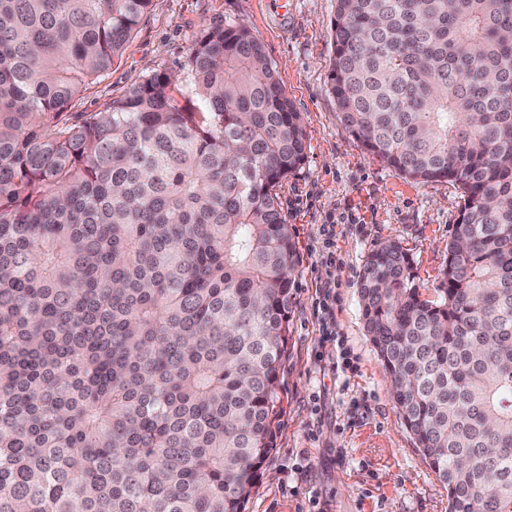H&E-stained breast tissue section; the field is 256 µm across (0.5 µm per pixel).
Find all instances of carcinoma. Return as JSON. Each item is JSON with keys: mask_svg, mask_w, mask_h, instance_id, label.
<instances>
[{"mask_svg": "<svg viewBox=\"0 0 512 512\" xmlns=\"http://www.w3.org/2000/svg\"><path fill=\"white\" fill-rule=\"evenodd\" d=\"M152 0H0V512H245L274 448L308 140L261 42L98 112ZM329 92L394 173L462 191L441 288L371 250L362 315L449 512H512V0H336Z\"/></svg>", "mask_w": 512, "mask_h": 512, "instance_id": "carcinoma-1", "label": "carcinoma"}]
</instances>
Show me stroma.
<instances>
[{
	"label": "stroma",
	"instance_id": "35a3bbf8",
	"mask_svg": "<svg viewBox=\"0 0 512 512\" xmlns=\"http://www.w3.org/2000/svg\"><path fill=\"white\" fill-rule=\"evenodd\" d=\"M335 10L336 0H153L122 56L71 112L98 111L153 71L180 73L202 24L251 29L303 116L308 144L280 189L297 251L288 352L274 449L245 512H448V491L403 426L365 333L358 279L368 252L396 241L433 296L463 200L451 182L396 175L340 122L327 85ZM330 277L339 300L326 319L316 303ZM329 329L350 350L352 370H337L336 348L323 339Z\"/></svg>",
	"mask_w": 512,
	"mask_h": 512
}]
</instances>
